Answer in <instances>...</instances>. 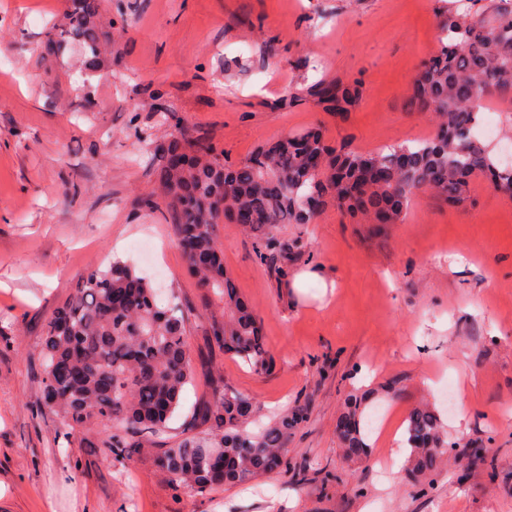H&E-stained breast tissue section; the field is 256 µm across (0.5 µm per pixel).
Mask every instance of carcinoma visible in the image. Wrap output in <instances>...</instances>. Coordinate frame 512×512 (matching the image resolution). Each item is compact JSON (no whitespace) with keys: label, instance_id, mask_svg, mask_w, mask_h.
<instances>
[{"label":"carcinoma","instance_id":"obj_1","mask_svg":"<svg viewBox=\"0 0 512 512\" xmlns=\"http://www.w3.org/2000/svg\"><path fill=\"white\" fill-rule=\"evenodd\" d=\"M472 2L473 13L443 10L439 45L422 62L409 98L410 108L439 116L426 140L365 153L347 142L331 146L320 132L307 130L229 165L224 151L178 126L179 138L157 166L177 245L202 289L210 351L229 354L257 374L273 364L259 319L228 282L217 236L221 218L246 212L250 231L269 252L276 249L278 225L310 224L331 202L362 213L371 224H399L425 188L456 208L470 202L475 177L512 196V164H503L476 130L484 94L512 98V0ZM99 9V0H72L52 42L61 47L76 41L97 57ZM317 94L335 111L347 112L362 87L338 83L319 87ZM157 293L133 266L114 260L80 276L47 321L39 343L44 404L63 414L73 432L93 423L123 431L86 440L91 447L130 455L151 445L191 381L187 319L178 305H161ZM370 402L361 394L344 403L338 436L352 462L369 455L368 409L378 411ZM260 413L253 398L216 374L210 395L195 408L191 434L166 442L153 462L170 482L197 494L286 472L288 438L307 412L295 406L264 425L258 424ZM405 445L412 488L423 494L455 450L435 406L409 412Z\"/></svg>","mask_w":512,"mask_h":512}]
</instances>
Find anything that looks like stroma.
Instances as JSON below:
<instances>
[{"label": "stroma", "instance_id": "35a3bbf8", "mask_svg": "<svg viewBox=\"0 0 512 512\" xmlns=\"http://www.w3.org/2000/svg\"><path fill=\"white\" fill-rule=\"evenodd\" d=\"M68 0H0V512H512V200L480 179L473 203L418 192L381 231L336 207L283 224L275 261L226 219L224 268L260 318L274 365L258 375L206 352L200 288L186 268L141 138L165 150L175 119L239 162L307 129L363 152L430 137L407 105L441 37L439 0H103L108 59L53 52ZM362 84L331 111L309 87ZM167 104L175 119L157 111ZM119 259L188 316L194 380L166 439L185 435L221 372L266 413L306 405L288 441L308 479L262 477L199 495L172 484L151 449L117 456L66 435L41 410L38 342L77 277ZM454 386L445 415L460 448L497 456L496 480L443 470L417 498L403 465L405 419ZM390 387L371 456L347 461L336 426L348 394Z\"/></svg>", "mask_w": 512, "mask_h": 512}]
</instances>
